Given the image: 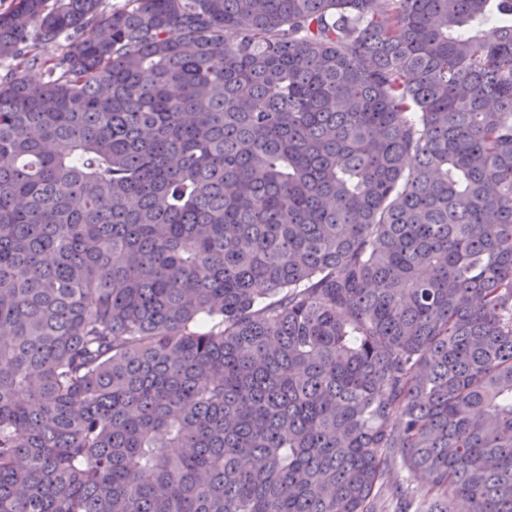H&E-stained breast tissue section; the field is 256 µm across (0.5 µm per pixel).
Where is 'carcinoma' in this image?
<instances>
[{"label": "carcinoma", "instance_id": "1", "mask_svg": "<svg viewBox=\"0 0 512 512\" xmlns=\"http://www.w3.org/2000/svg\"><path fill=\"white\" fill-rule=\"evenodd\" d=\"M7 58L0 512H512V0H12Z\"/></svg>", "mask_w": 512, "mask_h": 512}]
</instances>
